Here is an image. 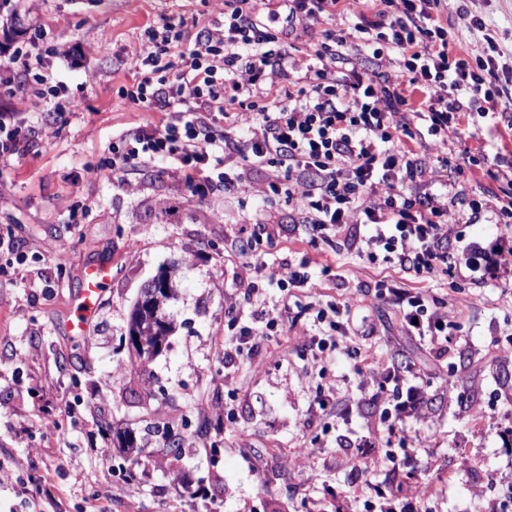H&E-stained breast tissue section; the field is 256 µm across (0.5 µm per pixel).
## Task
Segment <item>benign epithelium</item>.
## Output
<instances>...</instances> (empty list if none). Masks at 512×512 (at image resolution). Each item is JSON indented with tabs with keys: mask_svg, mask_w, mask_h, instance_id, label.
Instances as JSON below:
<instances>
[{
	"mask_svg": "<svg viewBox=\"0 0 512 512\" xmlns=\"http://www.w3.org/2000/svg\"><path fill=\"white\" fill-rule=\"evenodd\" d=\"M172 293V276L167 274L155 277L142 290L138 302L137 322L142 327L145 325L149 327L154 343L151 346L147 345L144 338L140 336L139 330L136 329L129 337L132 348H137L151 357L162 349L171 329L164 305Z\"/></svg>",
	"mask_w": 512,
	"mask_h": 512,
	"instance_id": "benign-epithelium-1",
	"label": "benign epithelium"
}]
</instances>
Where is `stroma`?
I'll use <instances>...</instances> for the list:
<instances>
[{"instance_id":"obj_1","label":"stroma","mask_w":512,"mask_h":512,"mask_svg":"<svg viewBox=\"0 0 512 512\" xmlns=\"http://www.w3.org/2000/svg\"><path fill=\"white\" fill-rule=\"evenodd\" d=\"M217 15L214 0H0V60L30 56L26 111L0 84V113L28 125L47 107L69 111L55 137L0 160V236L26 252H0V466L28 488L1 487L0 512H28L46 487L55 512L101 501L109 512H366L380 492L412 497L417 512H512V266L497 261L512 224L453 225L455 263L423 282L368 262L350 229L311 237L287 191L192 198L156 161L129 193L100 174L120 134L160 119L122 95L148 28L194 34ZM283 262L305 268L306 287L269 281ZM99 263L112 280L87 352L64 328L66 306ZM165 266L179 281L175 330L135 367L129 311ZM381 280L454 297L445 351L405 335ZM342 294L355 301L359 356L422 376L423 407L403 415L425 436L417 461L367 474L356 505V465L385 454L394 420L355 374L357 356L310 341L325 331L318 310ZM244 327L261 335L252 360L238 353ZM465 356L477 372L462 370ZM120 431L142 444L138 466L98 455ZM166 432L193 444L168 456Z\"/></svg>"}]
</instances>
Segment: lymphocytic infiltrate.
Returning a JSON list of instances; mask_svg holds the SVG:
<instances>
[{"mask_svg":"<svg viewBox=\"0 0 512 512\" xmlns=\"http://www.w3.org/2000/svg\"><path fill=\"white\" fill-rule=\"evenodd\" d=\"M287 2L281 39L254 20L258 0H225L223 22L198 31L189 48L172 27L153 31L124 96L162 118L113 146L103 167L113 186L131 188L130 171L166 160L191 196L204 197L233 191L247 168L265 166L257 195L287 188L313 234L358 225L368 260L384 257L424 281L449 264L441 244L459 218L475 224L491 212L497 223H512V176L484 149L458 147L477 117L512 130V66L482 18L456 8L468 30L481 33L478 50L449 40L440 21L447 0H379L375 19L355 27L373 67L340 75L344 37L307 51L300 43L323 21L344 26L341 0ZM283 80L287 102L241 111ZM66 115L48 108L34 129L0 119V158L16 155L31 131L52 136ZM475 169L497 190L462 214L444 176ZM388 292L408 335L447 340L448 316L429 308L423 292L394 285Z\"/></svg>","mask_w":512,"mask_h":512,"instance_id":"f902f5d3","label":"lymphocytic infiltrate"}]
</instances>
